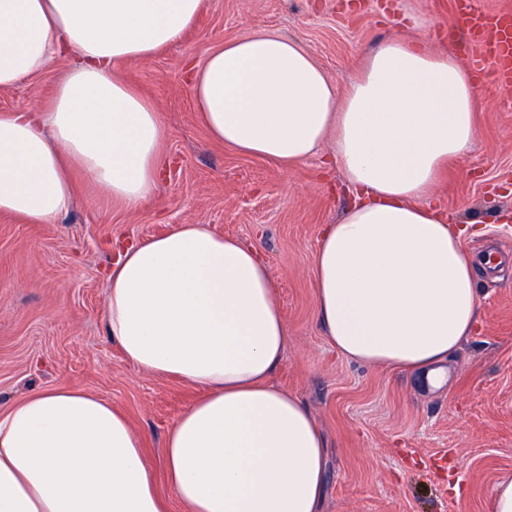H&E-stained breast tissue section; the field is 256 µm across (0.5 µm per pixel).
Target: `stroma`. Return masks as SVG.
Returning <instances> with one entry per match:
<instances>
[{"label":"stroma","mask_w":512,"mask_h":512,"mask_svg":"<svg viewBox=\"0 0 512 512\" xmlns=\"http://www.w3.org/2000/svg\"><path fill=\"white\" fill-rule=\"evenodd\" d=\"M453 0H416L430 20L421 36L469 58L451 31ZM347 0H204L187 37L145 60H124L117 77L156 104L169 130L172 164L154 199L134 213L109 207L76 177L72 209L51 224L0 215V407L33 391L79 387L122 410L159 463L174 418L198 398L182 382L137 370L106 334V267L118 240L145 241L183 224L254 244L268 264L288 327L275 378L306 404L328 444L320 512H486L498 482L512 478V88L484 83L475 142L451 162L438 189L451 223L486 228L466 239L482 257L504 258L477 272L478 320L448 362V382L430 391L410 374L347 360L315 317L311 264L320 227L354 202L339 172L314 158L293 168L213 141L185 79L224 42L264 30L296 40L329 79L344 85L360 54L399 36L380 0L350 12ZM59 59L15 88L0 112L48 97L67 71Z\"/></svg>","instance_id":"obj_1"}]
</instances>
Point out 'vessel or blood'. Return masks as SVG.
Wrapping results in <instances>:
<instances>
[{"mask_svg": "<svg viewBox=\"0 0 512 512\" xmlns=\"http://www.w3.org/2000/svg\"><path fill=\"white\" fill-rule=\"evenodd\" d=\"M454 24L479 47L470 58L471 66L479 74H492L498 85L511 86L512 12H480L472 0H456Z\"/></svg>", "mask_w": 512, "mask_h": 512, "instance_id": "b4317fda", "label": "vessel or blood"}]
</instances>
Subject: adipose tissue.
<instances>
[{"mask_svg": "<svg viewBox=\"0 0 512 512\" xmlns=\"http://www.w3.org/2000/svg\"><path fill=\"white\" fill-rule=\"evenodd\" d=\"M203 0H0V89L61 56L73 67L33 112L0 113V214L49 224L75 174L117 208L155 195L169 131L116 77L183 40ZM405 33L334 86L283 35L212 49L191 92L215 140L290 168L330 144L355 203L319 234L316 318L337 352L436 383L478 316L464 229L434 204L448 165L472 151L479 82L457 55L416 39L425 18L395 0ZM106 332L135 368L201 395L169 426L160 494L126 415L78 387L0 408V512H319L326 443L275 380L288 329L260 251L185 224L128 246L107 277Z\"/></svg>", "mask_w": 512, "mask_h": 512, "instance_id": "ef3b65f1", "label": "adipose tissue"}]
</instances>
